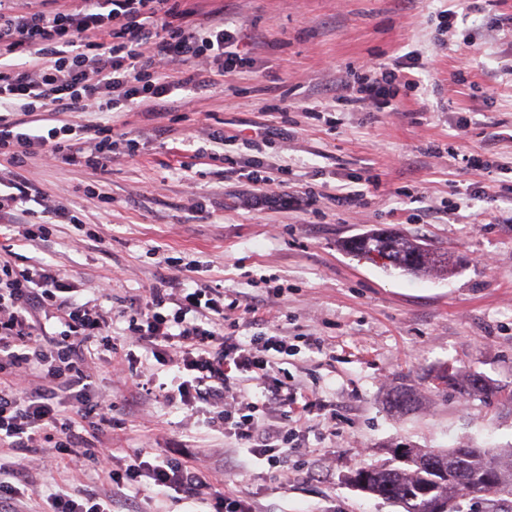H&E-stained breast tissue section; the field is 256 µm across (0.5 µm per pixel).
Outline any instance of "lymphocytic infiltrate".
Instances as JSON below:
<instances>
[{"label":"lymphocytic infiltrate","mask_w":512,"mask_h":512,"mask_svg":"<svg viewBox=\"0 0 512 512\" xmlns=\"http://www.w3.org/2000/svg\"><path fill=\"white\" fill-rule=\"evenodd\" d=\"M245 36L227 28L220 10L199 0H40L36 9L0 0V218L27 204L39 206L36 223L19 230L27 242L46 240L50 224L78 223L77 215L50 203L23 173L27 159L63 160L107 169L118 147L135 153L136 139L108 124L76 122L79 114L163 110L177 94L192 95L232 77L243 58ZM414 58L372 64L357 78L355 103L368 111L391 107L397 86L418 84ZM45 112H70L73 121L47 136L35 127ZM58 274L44 264L18 267L0 256V447L51 449L56 465L107 475L113 486L175 493L215 512H255L248 497L215 488L198 466L158 448H137L115 467L102 436L112 410L90 400L86 368L91 349L131 359L132 348L171 350L176 372L157 384L132 374L136 392L206 414L210 430L235 437L288 482L287 423L269 411L303 414L308 397L274 376L290 354L288 339L262 333L241 340L242 320L258 309L205 282L171 288L161 280L137 304L118 313L71 301ZM125 319L128 337L110 333ZM34 490L24 465L0 469V512H24ZM42 512H112V500L57 486L41 497Z\"/></svg>","instance_id":"lymphocytic-infiltrate-1"}]
</instances>
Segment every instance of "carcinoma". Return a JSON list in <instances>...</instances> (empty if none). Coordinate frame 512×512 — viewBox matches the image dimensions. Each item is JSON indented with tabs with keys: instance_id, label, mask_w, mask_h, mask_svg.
Here are the masks:
<instances>
[{
	"instance_id": "1",
	"label": "carcinoma",
	"mask_w": 512,
	"mask_h": 512,
	"mask_svg": "<svg viewBox=\"0 0 512 512\" xmlns=\"http://www.w3.org/2000/svg\"><path fill=\"white\" fill-rule=\"evenodd\" d=\"M343 249L368 256L386 252V269H400L415 276L448 273V256L427 244L396 233L358 235L342 242ZM435 387L459 386L463 395L487 390L484 379L470 375L464 381L448 375V369L433 377ZM411 390L402 389L391 399L397 412L412 409ZM348 481L359 490L400 504L404 512H431L433 501L448 502L447 512H465L463 501L473 493H483L484 512H512V448H411L382 465L354 470Z\"/></svg>"
}]
</instances>
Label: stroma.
Returning <instances> with one entry per match:
<instances>
[{"instance_id": "obj_1", "label": "stroma", "mask_w": 512, "mask_h": 512, "mask_svg": "<svg viewBox=\"0 0 512 512\" xmlns=\"http://www.w3.org/2000/svg\"><path fill=\"white\" fill-rule=\"evenodd\" d=\"M246 35L243 63L231 79L180 102L178 116L132 112L89 114L129 133L135 155L118 154L108 170L27 161L26 176L76 224H56L47 242L20 244L15 211L0 225V247L18 265L53 264L87 306L131 305L177 269L160 255L196 267L199 279L243 293L265 321L241 323L287 336L294 349L280 380L315 405L294 426L288 486L280 488L265 460L240 441L210 431L203 415L146 396L130 410L121 402L119 365L108 353L89 358L95 401L112 405L109 446L117 458L148 445L176 458L194 454L215 486L247 494L257 512H403L352 487L350 471L390 459L398 449L512 446V206L491 194L512 168V0L472 9L457 0L452 37L428 49L448 0H204ZM422 53L418 90L400 91L397 110L369 112L351 104L353 76L367 61L389 63ZM292 111L279 112L280 104ZM281 129L263 148L267 176L289 187L255 199L247 177L224 171L225 156L248 157L242 139L256 127ZM239 136L234 145L213 132ZM212 156L197 159L194 145ZM488 166L474 170L466 155ZM482 183L487 196L473 194ZM105 186V204L91 190ZM343 186L364 193L362 206L310 208L306 187ZM398 230L454 256L448 276L388 273L339 243L369 230ZM97 241H90V234ZM275 278L281 292L266 291ZM109 282L111 299L97 292ZM321 337L322 349L308 339ZM486 379L484 396L437 390L440 367ZM411 388L414 408L391 411L387 395ZM26 462L37 490L59 483L94 487L114 512H207L205 505L147 494L126 499L106 477L96 482L58 468L49 458L0 449V463Z\"/></svg>"}]
</instances>
